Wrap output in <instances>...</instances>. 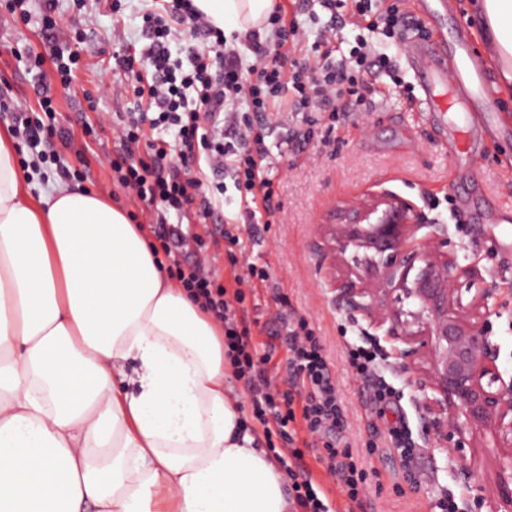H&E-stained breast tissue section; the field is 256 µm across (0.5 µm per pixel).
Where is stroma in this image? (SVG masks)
I'll use <instances>...</instances> for the list:
<instances>
[{
  "label": "stroma",
  "instance_id": "stroma-1",
  "mask_svg": "<svg viewBox=\"0 0 512 512\" xmlns=\"http://www.w3.org/2000/svg\"><path fill=\"white\" fill-rule=\"evenodd\" d=\"M40 0H30L29 22L0 24V80H7L12 97L34 103L33 85L39 70H28L18 55L43 51L39 33ZM144 0H122L112 12L108 0H57V12L81 40V60L70 88H57L60 125H68L77 109L94 103L89 114L96 129L85 135L75 129L74 142L86 145L84 157L74 150L65 155L73 168H87L85 189L108 194L139 223L148 220L145 204H132L124 193H111L114 113L127 109L134 94L115 99L100 87L116 80L133 85L131 75L114 70L116 45L141 48ZM404 86L366 101L350 117H337L331 144L313 138L305 151L292 154L285 126L303 122L301 114L272 117L266 143L272 173L279 184V209L270 223H245L235 189H228L218 210L239 223L244 257L269 267L275 282L288 296L287 310L308 319L322 337L333 376L344 404V425L337 429V446H349L367 471L361 504L350 507L338 477L315 459L325 439L299 431L309 447L304 460L316 482L324 488L334 512H440L445 495L455 494L458 512H495L494 498L499 449L486 448L480 436H470L466 448H445L425 428L423 394L412 372L399 368L392 345L380 342L381 366L395 387L392 408L371 403L367 383L356 377L346 358L349 345L371 341L368 319L350 317L336 303L338 279L358 275L355 267L327 268L321 248L330 225L338 223L344 202L389 191L413 203L423 217L418 237L433 236L436 246L456 256L460 266H476L496 290L489 299L485 331L503 377H512V130L491 139L480 135L469 143L466 162L473 174L469 183L452 185L455 166L448 143L427 123L422 102L408 104L407 87L416 86L413 71L402 68ZM404 422L412 432L419 454L416 481L404 478L397 456L382 453L387 429ZM474 465L463 479V463Z\"/></svg>",
  "mask_w": 512,
  "mask_h": 512
}]
</instances>
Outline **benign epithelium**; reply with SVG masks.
Masks as SVG:
<instances>
[{
    "mask_svg": "<svg viewBox=\"0 0 512 512\" xmlns=\"http://www.w3.org/2000/svg\"><path fill=\"white\" fill-rule=\"evenodd\" d=\"M373 214L378 218L371 223ZM341 216L322 259L334 265L351 246L370 250L365 268L373 282L336 281V302L350 316L385 328L399 366L415 371L427 426L445 447L463 448L466 435L486 430L488 447L511 449L500 460L497 495L512 512V379L500 373L484 329L493 289L478 288L463 303L454 284L471 272L455 256L433 250L431 238H415L420 216L395 194L345 206ZM407 301L414 308H404Z\"/></svg>",
    "mask_w": 512,
    "mask_h": 512,
    "instance_id": "benign-epithelium-1",
    "label": "benign epithelium"
}]
</instances>
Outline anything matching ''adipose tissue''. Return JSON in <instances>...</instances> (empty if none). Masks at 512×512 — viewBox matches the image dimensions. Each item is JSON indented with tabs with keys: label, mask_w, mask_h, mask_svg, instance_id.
<instances>
[{
	"label": "adipose tissue",
	"mask_w": 512,
	"mask_h": 512,
	"mask_svg": "<svg viewBox=\"0 0 512 512\" xmlns=\"http://www.w3.org/2000/svg\"><path fill=\"white\" fill-rule=\"evenodd\" d=\"M194 4L229 35L273 0ZM474 7L512 95V0ZM226 375L141 227L86 189L32 195L0 129V512H294Z\"/></svg>",
	"instance_id": "obj_1"
}]
</instances>
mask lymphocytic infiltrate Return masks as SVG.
<instances>
[{"mask_svg":"<svg viewBox=\"0 0 512 512\" xmlns=\"http://www.w3.org/2000/svg\"><path fill=\"white\" fill-rule=\"evenodd\" d=\"M330 13L320 37L303 59L294 51L305 33L287 20L282 6H275L267 19L268 37L251 32L242 46L228 43L223 30L213 27L194 7L192 0H163L143 17L145 45L138 57L117 59L124 72L132 74L136 98L146 99L144 109L119 113L112 131L116 156L111 161L114 183L139 201L153 206L150 231L153 251L163 253L168 273L189 296L224 325L226 355L237 378L246 380L252 395L253 414L265 438L279 437L291 444V456L303 461L295 445L297 428L321 433L341 427L342 401L319 336L305 317L277 313L276 327L269 331L264 349L252 342L249 319L243 311L247 289L267 284L266 267L247 264L244 274L225 286L211 270L210 247H236L240 237L233 227L214 236L217 203L223 183L206 188L201 166L229 171L249 217L273 215L276 190L269 170L263 131L239 118L240 108L255 113L312 112L336 115L353 112L369 97L383 95L379 75L397 78L392 57L369 43L367 33L386 38L405 37L417 25L405 8L384 6L380 0H319ZM349 14L360 30L348 55L336 56L337 23ZM184 41V58L173 57L170 43ZM145 59L135 70L136 59ZM36 106H22L0 97V110L10 113L18 134L32 151V167L51 164L63 180L78 178L58 152L70 145L71 136L56 123V104L49 83L35 87ZM173 131V141L155 142L149 131ZM178 223H170V215ZM198 225L196 233L184 224ZM288 347L286 375L275 380L268 366L277 339ZM356 375L369 383L370 399L379 407L392 405L395 391L380 372L377 356L362 346L347 350ZM331 474L344 483L349 500H358L367 479L352 453L327 445L317 454Z\"/></svg>","mask_w":512,"mask_h":512,"instance_id":"lymphocytic-infiltrate-1","label":"lymphocytic infiltrate"}]
</instances>
